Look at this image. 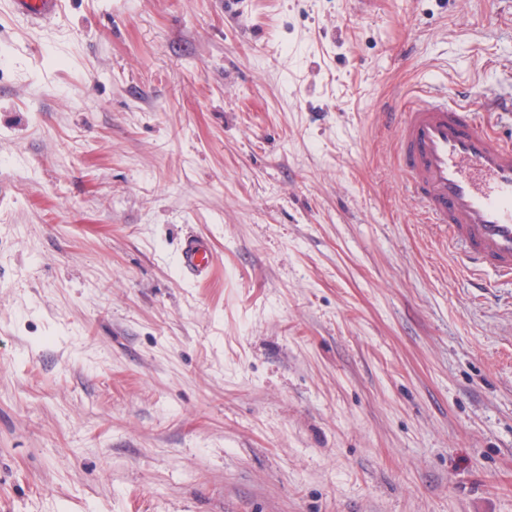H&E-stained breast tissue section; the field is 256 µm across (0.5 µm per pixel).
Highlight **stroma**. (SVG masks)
Here are the masks:
<instances>
[{"label":"stroma","instance_id":"obj_1","mask_svg":"<svg viewBox=\"0 0 512 512\" xmlns=\"http://www.w3.org/2000/svg\"><path fill=\"white\" fill-rule=\"evenodd\" d=\"M425 84L512 99V0H0V512H512V282L384 116ZM17 13L33 22H50L61 13L62 0H13ZM179 270L197 282L206 281L212 274L215 257L208 240L189 237L182 243L178 256Z\"/></svg>","mask_w":512,"mask_h":512}]
</instances>
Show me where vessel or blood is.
<instances>
[{
  "label": "vessel or blood",
  "mask_w": 512,
  "mask_h": 512,
  "mask_svg": "<svg viewBox=\"0 0 512 512\" xmlns=\"http://www.w3.org/2000/svg\"><path fill=\"white\" fill-rule=\"evenodd\" d=\"M13 4L33 22L52 21L62 10V0ZM489 112H512V102L475 91L452 101L447 91L421 89L400 103L394 138L407 188L426 223L444 233L457 264L512 280V140L486 126ZM177 265L206 281L215 265L209 241L185 239Z\"/></svg>",
  "instance_id": "1"
}]
</instances>
